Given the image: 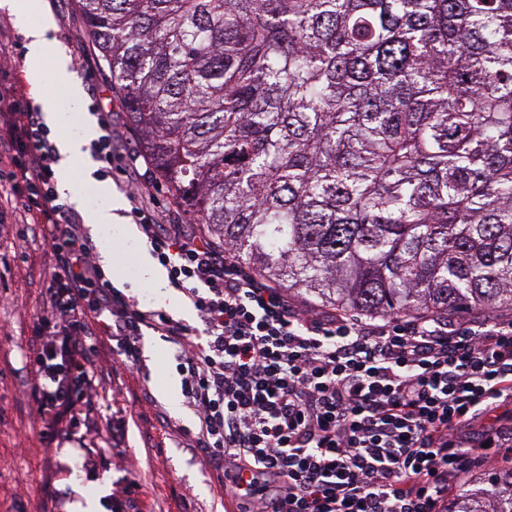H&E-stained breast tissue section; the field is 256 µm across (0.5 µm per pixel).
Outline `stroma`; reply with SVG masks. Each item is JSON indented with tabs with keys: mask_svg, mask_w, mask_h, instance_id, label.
<instances>
[{
	"mask_svg": "<svg viewBox=\"0 0 512 512\" xmlns=\"http://www.w3.org/2000/svg\"><path fill=\"white\" fill-rule=\"evenodd\" d=\"M30 24L50 22L51 36L69 59V69L82 90L80 99L64 95L62 88L45 81L34 98L52 106L63 117L50 125L52 139L81 133L93 123L88 111L91 91H98L104 111L127 134V147L138 150L139 135L132 131L124 102L106 69L86 83L78 57L89 45L82 15L74 0H29ZM26 78L27 39L16 17L0 8V73ZM90 155L72 164L71 203L88 212L108 202L124 201L116 185L105 186L86 176ZM112 254L105 271L115 285L141 305L163 309L190 325H198L195 311L166 283L146 280L140 261L149 251L140 235H126L122 227L111 232ZM51 271V257L42 234L27 231L8 219L0 223V512H68V501H99L108 506L111 493L127 477L140 482L137 495L143 512H224V487L204 455L182 447L177 427L196 423L185 402L170 404L167 388L180 387L181 377L169 344L156 336L140 341L142 361L118 367L119 351L110 342L98 346L97 369L102 384L94 393L97 432L87 435L80 449L47 451L40 433L38 413L29 390L32 375L25 356L32 346L33 316L41 302L40 281ZM176 419L168 427L166 418ZM95 456L96 467L78 466L84 455Z\"/></svg>",
	"mask_w": 512,
	"mask_h": 512,
	"instance_id": "35a3bbf8",
	"label": "stroma"
}]
</instances>
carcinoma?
I'll return each instance as SVG.
<instances>
[{"label": "carcinoma", "mask_w": 512, "mask_h": 512, "mask_svg": "<svg viewBox=\"0 0 512 512\" xmlns=\"http://www.w3.org/2000/svg\"><path fill=\"white\" fill-rule=\"evenodd\" d=\"M193 223L305 303L512 313V0H77ZM448 512H512V468Z\"/></svg>", "instance_id": "cac0c4a2"}]
</instances>
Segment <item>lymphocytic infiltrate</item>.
Wrapping results in <instances>:
<instances>
[{"mask_svg":"<svg viewBox=\"0 0 512 512\" xmlns=\"http://www.w3.org/2000/svg\"><path fill=\"white\" fill-rule=\"evenodd\" d=\"M89 110L98 180L133 176L127 215L190 326L138 303L90 259L81 212L57 190L58 151L19 78L0 80V197L42 228L54 257L27 366L48 448L93 428L99 339L137 364L151 332L175 349L197 416L182 430L224 474L238 512H448V489L487 454L512 461V322L381 321L295 305L183 214L159 221L160 187L140 153L115 151L112 115Z\"/></svg>","mask_w":512,"mask_h":512,"instance_id":"1","label":"lymphocytic infiltrate"}]
</instances>
